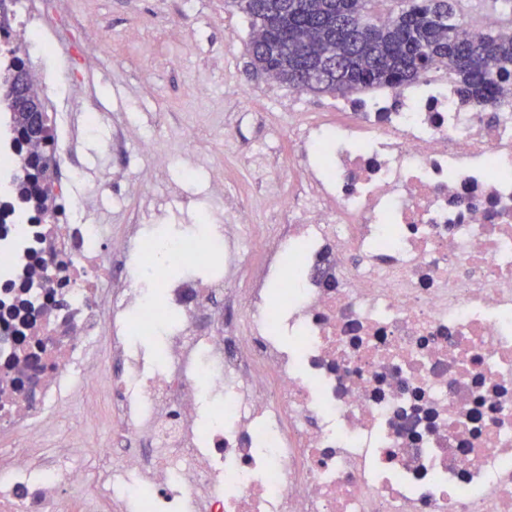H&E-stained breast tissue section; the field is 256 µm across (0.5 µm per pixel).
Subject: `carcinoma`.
<instances>
[{"label":"carcinoma","instance_id":"1","mask_svg":"<svg viewBox=\"0 0 512 512\" xmlns=\"http://www.w3.org/2000/svg\"><path fill=\"white\" fill-rule=\"evenodd\" d=\"M373 0H228L251 29L249 66L299 92L348 94L396 88L441 73L460 99L486 109L512 98V0H492L508 23L478 39L460 35L462 0H396L374 21ZM318 28L336 40V75L303 68V31Z\"/></svg>","mask_w":512,"mask_h":512}]
</instances>
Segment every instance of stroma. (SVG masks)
<instances>
[{
  "instance_id": "obj_1",
  "label": "stroma",
  "mask_w": 512,
  "mask_h": 512,
  "mask_svg": "<svg viewBox=\"0 0 512 512\" xmlns=\"http://www.w3.org/2000/svg\"><path fill=\"white\" fill-rule=\"evenodd\" d=\"M40 36L53 47L38 57L55 84L75 83L79 98L46 97L62 109L66 135L54 176L79 169L77 223L100 224L108 237L129 224L201 237V221L229 224L227 199L251 205L256 224H282L263 204L260 172L296 177L288 114L328 111L329 95L270 87L248 70L246 18L224 0H28ZM97 15L101 40L90 45L80 20ZM121 149L105 142L116 129ZM153 138L158 154L141 151Z\"/></svg>"
}]
</instances>
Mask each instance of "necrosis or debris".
Listing matches in <instances>:
<instances>
[{"mask_svg":"<svg viewBox=\"0 0 512 512\" xmlns=\"http://www.w3.org/2000/svg\"><path fill=\"white\" fill-rule=\"evenodd\" d=\"M37 27L0 0V62L38 84ZM288 139L300 178L265 188L287 223L240 207L156 291L131 271L161 239L131 224L106 255L71 185L21 201L41 149L0 134V512H512V108L433 75ZM79 392L108 396L93 426L40 440Z\"/></svg>","mask_w":512,"mask_h":512,"instance_id":"1","label":"necrosis or debris"}]
</instances>
